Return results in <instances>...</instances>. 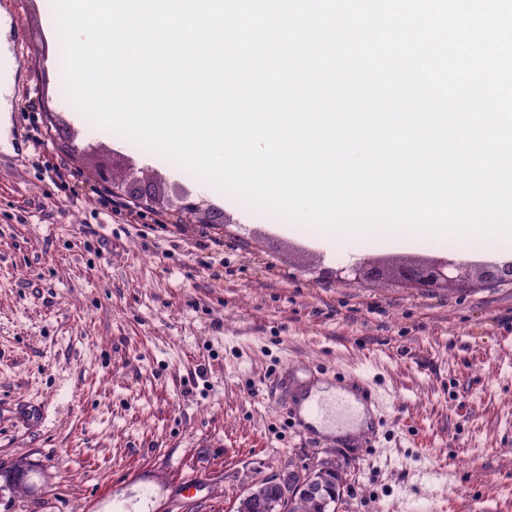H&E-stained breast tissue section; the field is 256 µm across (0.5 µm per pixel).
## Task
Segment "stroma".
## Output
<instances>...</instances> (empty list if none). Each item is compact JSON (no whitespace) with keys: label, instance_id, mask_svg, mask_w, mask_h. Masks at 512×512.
Here are the masks:
<instances>
[{"label":"stroma","instance_id":"stroma-1","mask_svg":"<svg viewBox=\"0 0 512 512\" xmlns=\"http://www.w3.org/2000/svg\"><path fill=\"white\" fill-rule=\"evenodd\" d=\"M0 9L23 32L0 143V469H28L0 512H236L329 460L336 512H512V284L406 287L399 266L448 252L382 239L362 257L385 279L339 280L350 258L308 231L76 120L50 0ZM130 163L159 181L133 214L91 176ZM285 371L372 379V446L299 433Z\"/></svg>","mask_w":512,"mask_h":512}]
</instances>
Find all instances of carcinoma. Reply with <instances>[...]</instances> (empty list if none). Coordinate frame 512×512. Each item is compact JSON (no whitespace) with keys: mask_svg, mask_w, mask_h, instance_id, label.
<instances>
[{"mask_svg":"<svg viewBox=\"0 0 512 512\" xmlns=\"http://www.w3.org/2000/svg\"><path fill=\"white\" fill-rule=\"evenodd\" d=\"M310 475L317 487L309 492L291 493L286 487L264 481L254 484L251 493L239 500L237 512H332V504L340 498V468L325 463Z\"/></svg>","mask_w":512,"mask_h":512,"instance_id":"1","label":"carcinoma"}]
</instances>
